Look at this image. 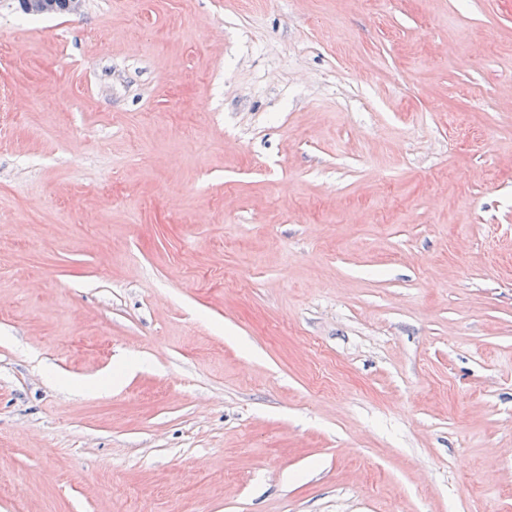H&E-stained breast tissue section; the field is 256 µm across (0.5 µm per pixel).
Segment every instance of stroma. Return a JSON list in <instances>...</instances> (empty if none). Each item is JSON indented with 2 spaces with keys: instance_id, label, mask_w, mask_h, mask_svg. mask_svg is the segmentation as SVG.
Segmentation results:
<instances>
[{
  "instance_id": "1",
  "label": "stroma",
  "mask_w": 512,
  "mask_h": 512,
  "mask_svg": "<svg viewBox=\"0 0 512 512\" xmlns=\"http://www.w3.org/2000/svg\"><path fill=\"white\" fill-rule=\"evenodd\" d=\"M0 512H512V0H0Z\"/></svg>"
}]
</instances>
